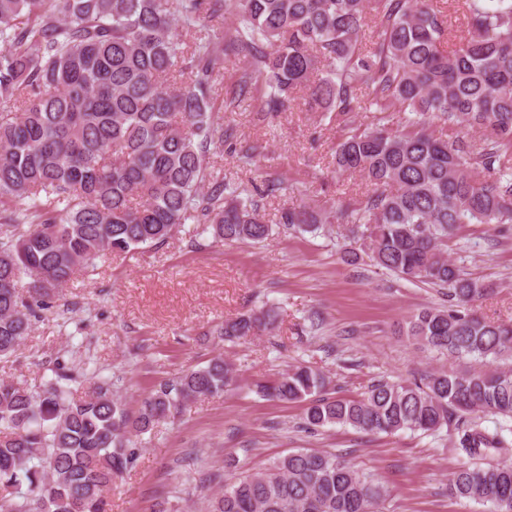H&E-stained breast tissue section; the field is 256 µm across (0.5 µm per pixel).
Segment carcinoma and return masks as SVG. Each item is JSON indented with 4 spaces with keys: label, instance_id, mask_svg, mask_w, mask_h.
Listing matches in <instances>:
<instances>
[{
    "label": "carcinoma",
    "instance_id": "cac0c4a2",
    "mask_svg": "<svg viewBox=\"0 0 512 512\" xmlns=\"http://www.w3.org/2000/svg\"><path fill=\"white\" fill-rule=\"evenodd\" d=\"M448 0H0V357L81 271L113 251L161 246L196 225L193 246L260 243L258 205L204 166L231 134L214 122L222 57L251 59L238 97L277 112L288 95L347 114L363 92L383 123L347 136L336 169L369 189L336 211L373 265L447 290L448 306L407 322L418 346L458 364L418 381L373 382L360 399L328 396L318 369L298 365L260 386L267 398L305 404L304 427L373 434L435 433L460 414L501 418L460 444L469 457L448 473V495L486 512H512V323L475 303L498 288L470 277L445 246L462 224H512V0H462L467 37L447 26ZM377 32L365 33L367 15ZM206 19L228 37L176 33ZM321 70L325 77L310 84ZM412 112L395 130L384 114ZM440 125L480 134L481 148ZM329 216L299 207L283 223L305 232ZM28 278L27 294L18 283ZM271 309L227 318L218 335L253 336ZM36 389L0 380V512H109L112 482L131 468L130 436L185 405L228 390L235 365L218 356L159 383L132 413L101 377L78 395L86 369L56 358ZM224 484L207 512H384L387 492L326 451L299 450L263 472Z\"/></svg>",
    "mask_w": 512,
    "mask_h": 512
}]
</instances>
